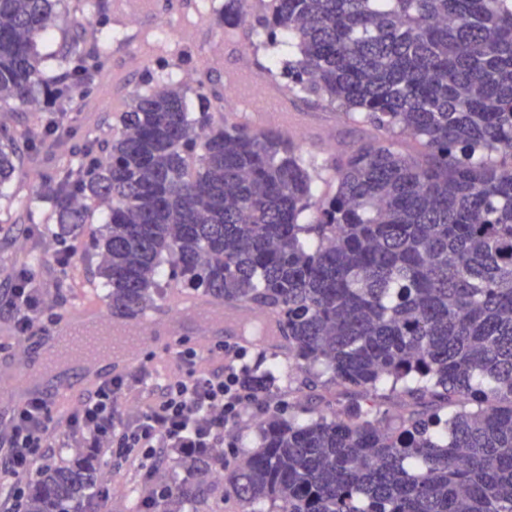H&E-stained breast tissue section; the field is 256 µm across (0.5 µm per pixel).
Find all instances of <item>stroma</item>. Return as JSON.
I'll use <instances>...</instances> for the list:
<instances>
[{
	"label": "stroma",
	"instance_id": "1",
	"mask_svg": "<svg viewBox=\"0 0 512 512\" xmlns=\"http://www.w3.org/2000/svg\"><path fill=\"white\" fill-rule=\"evenodd\" d=\"M182 0H160L159 13L130 21L113 17L101 22L90 0H75L67 14L61 15L48 39L43 40L44 54L58 53L81 31L82 24L91 21L99 30V47L106 54L103 67L92 85L91 94L81 101L72 114V123L79 131L95 130L108 133L116 113L125 110L132 95L144 90L147 84H169L188 80L191 88L187 102L191 111H198L200 103L195 88L206 91L213 107L214 121H221L220 97L224 91V66L221 40L223 29L215 18L224 0H198L195 10L182 12ZM154 43L158 51L146 59L133 57L132 51L141 40ZM210 54L213 62H198L199 54ZM292 111L293 125L287 134L303 150L317 157H326L331 150H347L374 137V130L366 125L354 124L342 113L327 111L324 103L312 96L301 95ZM44 112H30L8 102L0 105V129L10 131L18 146H25L46 123ZM60 160L56 145H42L36 154L25 160L23 175L0 186V280L22 260H32L33 273L41 284L55 313L61 314L82 303H102L103 289L93 282L92 271L98 259L88 237L81 236L61 242L56 226L40 228L30 233L27 216L19 203L33 197L37 187L53 171ZM70 248L75 256L76 282L67 285L64 270L57 263L63 248ZM22 343L18 340L12 314L0 309V412L11 407L10 393L18 384L16 365ZM247 367L256 366L272 371L277 378L278 390L273 399L286 413L307 418L319 413L330 415L357 405L379 404L383 409L399 413L404 401L395 395L375 398L361 392L326 382L325 378L311 375L298 368L278 367L266 360L262 349L249 347ZM264 410L253 406L237 424L224 432V447L220 454L231 461L242 457L256 444ZM203 493L193 504L167 500L165 512H244L236 498L225 494L223 485L203 480Z\"/></svg>",
	"mask_w": 512,
	"mask_h": 512
}]
</instances>
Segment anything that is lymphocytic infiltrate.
Wrapping results in <instances>:
<instances>
[{"mask_svg":"<svg viewBox=\"0 0 512 512\" xmlns=\"http://www.w3.org/2000/svg\"><path fill=\"white\" fill-rule=\"evenodd\" d=\"M6 281L0 301L13 314L17 337L28 340L35 320L50 310L46 293L24 265ZM207 355L214 364L201 370L197 350L179 351L178 372L169 378L142 362L133 372L89 390L78 407L65 412L45 395L11 407L0 416V512H25L24 493L40 462L53 457L63 430L125 462L150 486L140 502L143 512H156L165 494L151 481L169 454L213 455L224 445L225 427L258 402L242 384L244 346L225 343ZM133 392L138 410L129 415L122 404Z\"/></svg>","mask_w":512,"mask_h":512,"instance_id":"obj_1","label":"lymphocytic infiltrate"}]
</instances>
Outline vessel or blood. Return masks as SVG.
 <instances>
[{
  "label": "vessel or blood",
  "mask_w": 512,
  "mask_h": 512,
  "mask_svg": "<svg viewBox=\"0 0 512 512\" xmlns=\"http://www.w3.org/2000/svg\"><path fill=\"white\" fill-rule=\"evenodd\" d=\"M237 90L239 114H251L256 124L282 128L288 124V96L253 64L242 62L229 80ZM242 307L210 301H188L175 309L148 310L119 316L111 308L84 305L63 313L44 332L37 357H24L18 364L21 377H28L36 360L55 359L77 368L76 378L57 379L49 393L60 402L79 398L88 389L139 367L143 350L158 336L179 339L192 329L199 346L207 348L225 340L244 342L238 327ZM162 327V334L141 336L140 324Z\"/></svg>",
  "instance_id": "vessel-or-blood-1"
}]
</instances>
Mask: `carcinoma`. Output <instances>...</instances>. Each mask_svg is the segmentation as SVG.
Segmentation results:
<instances>
[{"label": "carcinoma", "mask_w": 512, "mask_h": 512, "mask_svg": "<svg viewBox=\"0 0 512 512\" xmlns=\"http://www.w3.org/2000/svg\"><path fill=\"white\" fill-rule=\"evenodd\" d=\"M62 0H0V101L39 111L84 92L104 57L88 22L49 74L38 40ZM224 0L217 23L248 21L295 58L281 77L377 136L316 168L274 130L188 110L186 85L136 92L112 133L41 185L56 224L92 231V277L112 310L144 311L163 265L205 300L255 306L288 359L366 394L373 406L299 419L267 414L258 443L224 465L243 504L279 512H512V0ZM401 139L413 153L396 148ZM0 135V184L22 155ZM336 190L315 199L321 172ZM243 385L257 396L269 373ZM89 458L44 470L27 512L90 494Z\"/></svg>", "instance_id": "carcinoma-1"}]
</instances>
